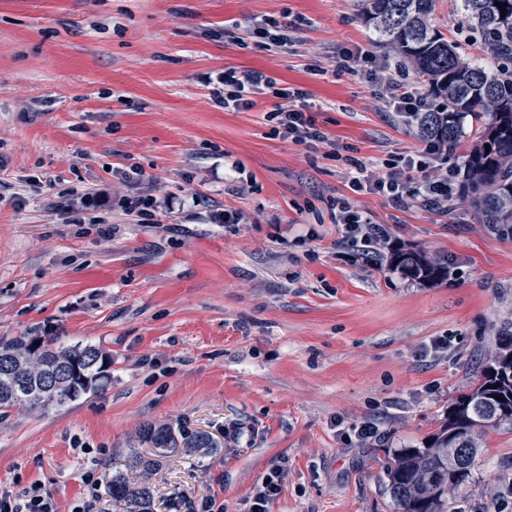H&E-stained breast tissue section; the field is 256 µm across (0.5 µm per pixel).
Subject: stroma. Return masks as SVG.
<instances>
[{
  "mask_svg": "<svg viewBox=\"0 0 512 512\" xmlns=\"http://www.w3.org/2000/svg\"><path fill=\"white\" fill-rule=\"evenodd\" d=\"M357 0H0V343L53 336L112 357L98 393L0 413V489L40 486L57 512L88 472L137 450L155 512L212 494L248 512L273 466L270 512H386L384 451L422 446L512 320V237L458 200L398 206L349 189L348 167L284 140L275 100L225 111L226 68L305 90L338 146L385 171L422 148L383 88L335 70L375 50ZM295 26V52L255 44ZM431 22L472 56L457 0ZM155 208L128 214L127 198ZM391 245L447 258L422 285L341 246L339 199ZM230 210L238 223L219 224ZM446 349L432 351L434 341ZM375 423L377 439H353ZM147 424L209 432L202 458L153 450ZM453 512H512V432L486 431ZM271 26L274 28L273 31H271L265 26L256 27L251 32L252 37L262 40H268L270 43L275 44L278 47L288 45L289 48L290 46L294 45L295 39L293 35L290 34L292 27L288 25L284 26L277 22L271 23Z\"/></svg>",
  "mask_w": 512,
  "mask_h": 512,
  "instance_id": "stroma-1",
  "label": "stroma"
}]
</instances>
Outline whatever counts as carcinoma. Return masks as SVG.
Instances as JSON below:
<instances>
[{
	"mask_svg": "<svg viewBox=\"0 0 512 512\" xmlns=\"http://www.w3.org/2000/svg\"><path fill=\"white\" fill-rule=\"evenodd\" d=\"M505 4L500 11L495 2ZM436 0H359L360 16L378 45L411 64L416 80L435 101L412 124L424 141L438 140L457 157L459 200L478 221L512 235V0H461L465 21L493 62L488 67L457 51L430 23ZM387 264L423 284L448 278V261L413 249H393ZM496 348L477 381L448 406L432 443L388 450L384 490L389 512H448V495L466 487L487 429L512 431V322L498 330ZM112 357L96 345H40L22 339L0 346V410L24 407L46 413L102 388ZM501 399H495V396ZM142 437L157 451L178 446L199 454L221 451L205 431L178 433L148 424ZM154 461L134 453L112 463L107 489L124 512H153ZM139 470L138 484L125 470Z\"/></svg>",
	"mask_w": 512,
	"mask_h": 512,
	"instance_id": "1",
	"label": "carcinoma"
}]
</instances>
